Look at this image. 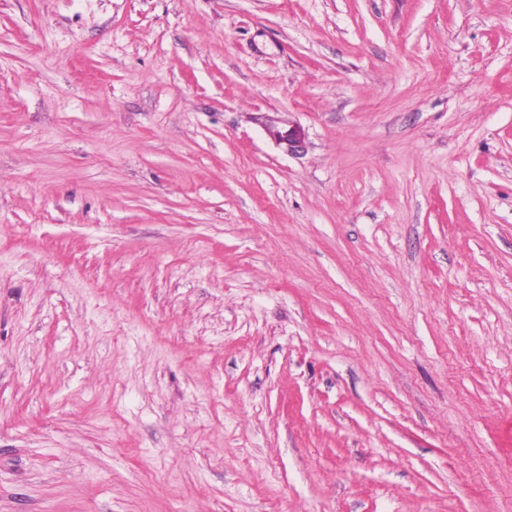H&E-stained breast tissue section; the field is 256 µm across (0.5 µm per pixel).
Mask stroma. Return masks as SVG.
<instances>
[{"mask_svg":"<svg viewBox=\"0 0 512 512\" xmlns=\"http://www.w3.org/2000/svg\"><path fill=\"white\" fill-rule=\"evenodd\" d=\"M0 512H512V0H0ZM255 120L262 126L266 135L279 147L289 154H297L303 149L305 134L296 125H289L288 128L281 126L278 118L268 114H259Z\"/></svg>","mask_w":512,"mask_h":512,"instance_id":"35a3bbf8","label":"stroma"}]
</instances>
